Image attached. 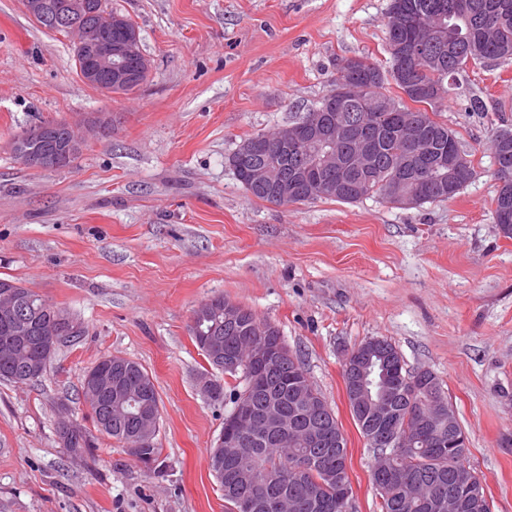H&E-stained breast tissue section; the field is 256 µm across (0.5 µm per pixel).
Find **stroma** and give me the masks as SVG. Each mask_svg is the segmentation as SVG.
<instances>
[{
  "mask_svg": "<svg viewBox=\"0 0 512 512\" xmlns=\"http://www.w3.org/2000/svg\"><path fill=\"white\" fill-rule=\"evenodd\" d=\"M151 63L127 94L86 85L68 36L0 0V277L78 319L41 382L0 381V512H227L209 466L228 405L189 332L221 296L274 323L347 440L354 512H380L375 455L345 394L347 353L391 340L442 382L493 512H512V238L493 222L489 146L512 128V59L470 69L440 109L474 173L453 200L274 205L226 158L330 92L341 60L388 68L390 0H106ZM484 111H470L473 98ZM110 124L72 166L35 171L15 136L48 120ZM140 363L160 397V473L98 434L81 388L105 356ZM96 447L71 455L61 422Z\"/></svg>",
  "mask_w": 512,
  "mask_h": 512,
  "instance_id": "35a3bbf8",
  "label": "stroma"
}]
</instances>
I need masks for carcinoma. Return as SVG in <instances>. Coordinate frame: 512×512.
<instances>
[{"mask_svg":"<svg viewBox=\"0 0 512 512\" xmlns=\"http://www.w3.org/2000/svg\"><path fill=\"white\" fill-rule=\"evenodd\" d=\"M449 9L459 12L452 23L457 26L454 45L435 50L438 62L430 65L424 56L401 57L390 54L391 65L387 70L361 59L342 60L336 68L333 89L320 102L318 108H326L331 99L365 97L376 104L391 101L401 108L399 112H386L381 108L372 111L370 124L336 140V154L342 169L334 173H320L323 179H333L339 189L317 193L309 200L330 199L353 204L378 197L389 201L386 192L392 175L406 168L410 181L405 188L414 191L420 198L419 205L446 202L455 198L473 175L472 160L459 144L457 133L448 124L436 119L437 110L450 95L430 96L427 93L413 94L409 90L408 78L412 77L426 85L448 80V72L458 77L466 72L468 63L475 65L512 58V0H390L385 26L388 42L418 43L424 35V26L432 14H442ZM391 80L400 89L401 95L387 93L385 84ZM418 104L407 106L405 100ZM419 125L424 130L423 143L418 154H412L404 130L409 125ZM46 144H58L68 136L63 121H48L34 127ZM366 140L371 151L361 154L359 141ZM306 149L305 139L297 136L293 148L278 156L259 153L251 157L249 165L262 168L276 165L282 179H295L300 166L298 155ZM494 173L497 179L508 180V187H499L494 198L493 218L500 232L512 237V212L504 215L501 197L505 189L512 190V147L501 149L496 142L490 146ZM446 164H439L440 157ZM456 160L462 168L454 188H448V163ZM250 196L269 203L286 204L271 197L266 186L247 183L238 179ZM25 324L34 331H47L60 308L43 298L24 305ZM196 326L192 336L198 332L208 333L214 329L224 339V350L241 360L244 344L253 329L264 325L250 309L243 308L240 320L234 326H224V314L215 310H193ZM390 370L393 385V409L401 425L412 430L418 419L427 417V428L439 437L441 444L426 449L417 443L412 448H383L375 445L378 426L365 410L350 409L361 435L376 456L385 457L388 469L408 472L417 489L409 493L404 488L393 491H378L380 512H434L429 502L440 496L458 492L468 481L474 469L468 460V448H452L448 445V432L461 424L452 405H447L443 417L435 418L433 403L447 395L442 383L435 376L419 381L413 386L406 378L413 374L405 368L402 355L392 342L381 340ZM39 360L41 371H46L50 359L41 358L25 337L15 328V319L0 308V380L25 384V372L29 363ZM296 356L284 350L281 361L268 369H253L256 384L250 395L253 410L265 412L271 409L285 411L305 418L297 401L296 391L304 387L315 392L320 404V423L323 428L334 431L336 442L324 448H307L296 441L286 448L274 440L257 433L244 439L237 448L228 449L229 460L216 464L217 449L210 451V467L222 492L228 512H352V498L340 499L336 489L342 484L352 489L347 472V441L334 410L328 406L320 392L309 381L302 364L294 362ZM125 364L126 384L142 395L141 413H150L160 419V399L152 376L139 363L122 359ZM245 393L237 385L215 384L211 399L235 400ZM91 415L97 430L129 449V454L145 466L158 461L160 449L156 447V436L141 441L135 446L138 418H125L112 414L110 400L97 396L90 403ZM58 433L66 448L76 456L92 451L93 442L84 428L76 423L59 427Z\"/></svg>","mask_w":512,"mask_h":512,"instance_id":"1","label":"carcinoma"}]
</instances>
